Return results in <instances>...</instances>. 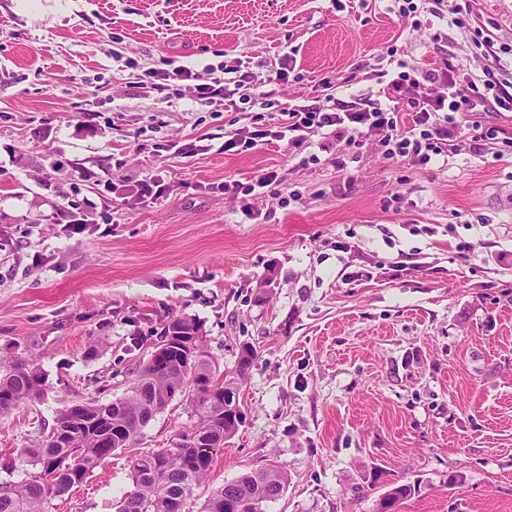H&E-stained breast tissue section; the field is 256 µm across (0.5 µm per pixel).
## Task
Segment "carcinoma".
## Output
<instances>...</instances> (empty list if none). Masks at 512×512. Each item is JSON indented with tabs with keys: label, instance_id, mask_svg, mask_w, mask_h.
<instances>
[{
	"label": "carcinoma",
	"instance_id": "1",
	"mask_svg": "<svg viewBox=\"0 0 512 512\" xmlns=\"http://www.w3.org/2000/svg\"><path fill=\"white\" fill-rule=\"evenodd\" d=\"M180 334L206 347L201 326L187 317L174 316L163 327L157 348L169 358L159 365L150 358L142 364L123 397L108 403L87 402L80 409L60 400L54 424L67 428L64 435L50 430L33 447L0 460V468L18 481L0 482V512H45V505L82 484L102 462L119 450L136 443L143 428L174 399L175 391L187 397L192 426L181 442L170 448L147 452L130 465L132 489L117 502L116 512H173V505L195 496L207 483L214 456L224 449V441L238 430L239 422L224 421V392L242 384L256 353L244 345L231 376L217 374L210 354L192 364L169 348L168 337ZM209 377L210 390L199 395L194 375ZM47 395L40 369L21 360L0 364V415L26 401ZM288 488V473L273 465L246 471L231 482L213 487L200 512H253L252 502L278 499ZM411 491L408 485L392 488L380 501L381 512H389Z\"/></svg>",
	"mask_w": 512,
	"mask_h": 512
}]
</instances>
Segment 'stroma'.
I'll list each match as a JSON object with an SVG mask.
<instances>
[{
    "label": "stroma",
    "instance_id": "35a3bbf8",
    "mask_svg": "<svg viewBox=\"0 0 512 512\" xmlns=\"http://www.w3.org/2000/svg\"><path fill=\"white\" fill-rule=\"evenodd\" d=\"M405 0H0V360L39 367L48 395L0 416V456L31 447L60 400L123 396L171 316L197 319L219 370L257 357L245 415L210 486L268 463L289 478L262 512H512V148L456 138L447 163L272 140L224 150L277 112L155 104L133 85L164 64L245 61L273 74L285 47L296 102L336 81L342 105L388 102L400 67L452 65L512 82V0H474L493 48ZM107 181L96 221L57 207L75 171ZM276 171L277 191H233ZM162 184L138 200L134 181ZM112 387L101 391L100 379ZM192 420L175 397L145 452ZM116 452L48 512H115L130 490ZM267 131L258 129L254 132L244 131L243 129L232 130L227 134V139L224 140L225 152H245L252 150L264 142L267 136Z\"/></svg>",
    "mask_w": 512,
    "mask_h": 512
}]
</instances>
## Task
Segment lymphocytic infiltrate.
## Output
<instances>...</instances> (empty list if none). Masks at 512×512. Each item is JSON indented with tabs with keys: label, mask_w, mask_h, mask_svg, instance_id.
<instances>
[{
	"label": "lymphocytic infiltrate",
	"mask_w": 512,
	"mask_h": 512,
	"mask_svg": "<svg viewBox=\"0 0 512 512\" xmlns=\"http://www.w3.org/2000/svg\"><path fill=\"white\" fill-rule=\"evenodd\" d=\"M293 52L278 58L274 77H263L234 67L232 82L235 93L224 90L223 81L201 83L193 68L179 65L171 69L153 70L149 76L152 88L161 102H171L177 83L193 82V99L201 106H223L225 111H238L248 106L250 111L277 109L280 125L276 138L299 147L313 136L329 133L337 146L346 147L371 135H379L392 146V155L410 163L425 166L440 157H447L450 140L465 134L477 141L493 140L498 130L470 119L477 106L484 105L497 112H512V83L487 82L477 84L460 76L452 66L426 71L399 72L389 83L390 105L385 109L359 112H340L336 98L330 95V78H322L320 85L326 94L320 103L310 105L275 103V88L287 84L296 70ZM408 112L412 126L399 131L401 112Z\"/></svg>",
	"instance_id": "f902f5d3"
}]
</instances>
